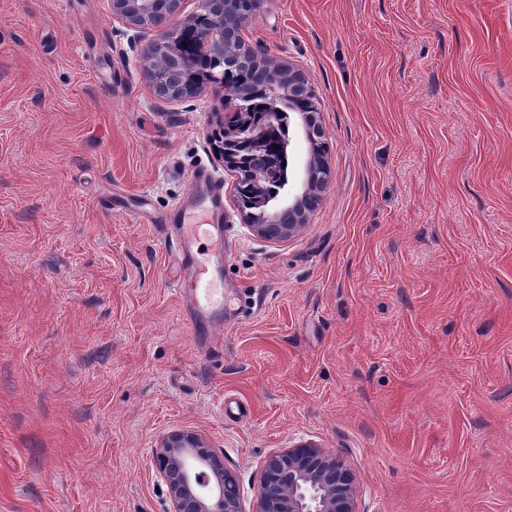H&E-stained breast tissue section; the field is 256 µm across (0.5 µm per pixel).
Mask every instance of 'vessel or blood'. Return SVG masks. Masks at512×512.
<instances>
[{
    "instance_id": "b4317fda",
    "label": "vessel or blood",
    "mask_w": 512,
    "mask_h": 512,
    "mask_svg": "<svg viewBox=\"0 0 512 512\" xmlns=\"http://www.w3.org/2000/svg\"><path fill=\"white\" fill-rule=\"evenodd\" d=\"M221 199L211 193L193 210H177L171 217L176 228V250L185 266L178 287L195 319V334L212 335L224 316V230L220 221Z\"/></svg>"
}]
</instances>
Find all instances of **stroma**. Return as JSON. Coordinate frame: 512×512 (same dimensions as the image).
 <instances>
[{"mask_svg": "<svg viewBox=\"0 0 512 512\" xmlns=\"http://www.w3.org/2000/svg\"><path fill=\"white\" fill-rule=\"evenodd\" d=\"M110 0H0V512H168L199 434L250 512L309 441L358 512H512V0H263L257 55L318 101L331 180L252 236L210 136L224 87L156 94ZM224 200V322L196 343L166 217Z\"/></svg>", "mask_w": 512, "mask_h": 512, "instance_id": "obj_1", "label": "stroma"}]
</instances>
